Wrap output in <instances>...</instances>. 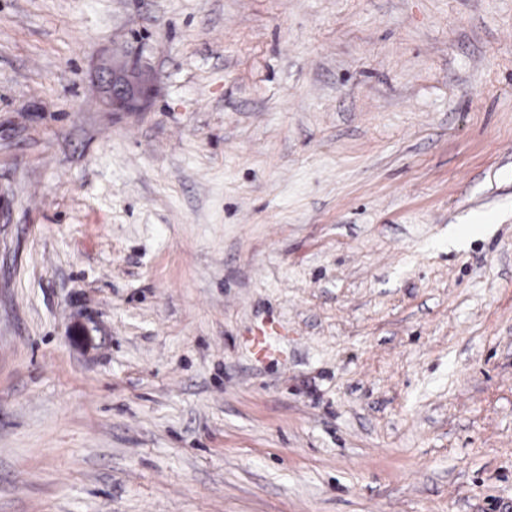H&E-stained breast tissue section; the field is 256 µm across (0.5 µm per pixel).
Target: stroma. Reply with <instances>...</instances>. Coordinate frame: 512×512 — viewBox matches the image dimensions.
Masks as SVG:
<instances>
[{"mask_svg": "<svg viewBox=\"0 0 512 512\" xmlns=\"http://www.w3.org/2000/svg\"><path fill=\"white\" fill-rule=\"evenodd\" d=\"M0 512H512V0H0ZM99 100L111 112H144L149 106L154 73L140 53L102 59Z\"/></svg>", "mask_w": 512, "mask_h": 512, "instance_id": "stroma-1", "label": "stroma"}]
</instances>
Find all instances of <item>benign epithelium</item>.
I'll return each instance as SVG.
<instances>
[{
	"mask_svg": "<svg viewBox=\"0 0 512 512\" xmlns=\"http://www.w3.org/2000/svg\"><path fill=\"white\" fill-rule=\"evenodd\" d=\"M99 100L111 112H144L154 73L139 53L104 59L99 66Z\"/></svg>",
	"mask_w": 512,
	"mask_h": 512,
	"instance_id": "obj_1",
	"label": "benign epithelium"
}]
</instances>
